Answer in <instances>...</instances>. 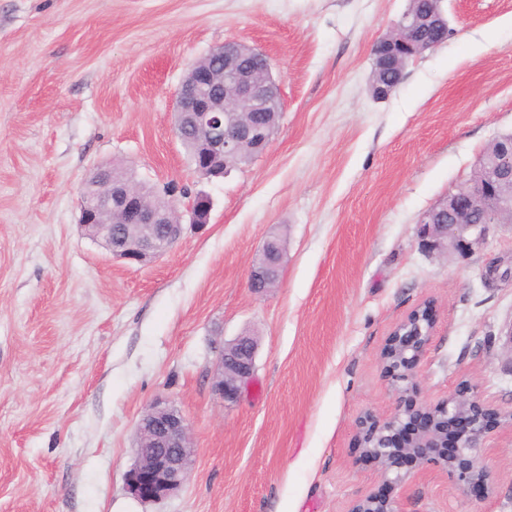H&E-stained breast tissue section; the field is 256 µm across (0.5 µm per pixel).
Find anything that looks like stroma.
<instances>
[{"label": "stroma", "mask_w": 512, "mask_h": 512, "mask_svg": "<svg viewBox=\"0 0 512 512\" xmlns=\"http://www.w3.org/2000/svg\"><path fill=\"white\" fill-rule=\"evenodd\" d=\"M408 0H0V512H348L380 488L357 419L389 417L381 354L398 322L437 318L415 381L460 383L512 412V226L464 259L422 250L424 212L512 132V0H444L447 39L384 101L372 47ZM239 40L282 80L269 149L224 178L190 167L171 111L186 68ZM212 201L151 265L112 259L79 226L98 166ZM286 240L275 288L248 286ZM258 341L237 403L211 390L221 345ZM162 399L190 421L173 495L127 490L135 433ZM483 498L409 469L401 512H512V427L488 436Z\"/></svg>", "instance_id": "1"}]
</instances>
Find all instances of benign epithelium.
I'll return each mask as SVG.
<instances>
[{
    "label": "benign epithelium",
    "instance_id": "benign-epithelium-1",
    "mask_svg": "<svg viewBox=\"0 0 512 512\" xmlns=\"http://www.w3.org/2000/svg\"><path fill=\"white\" fill-rule=\"evenodd\" d=\"M430 26L445 36L449 33L443 13L415 17L406 13L375 42L373 60L382 64L383 52L389 51L394 70L391 82L375 85L377 99L389 98L402 83L408 64L425 51L418 45L417 33ZM213 54L221 57L220 67L208 55L188 68L173 115L179 139L187 131L193 133L195 159L203 161L199 172L220 178L243 146L256 155L268 149L273 128L266 115L281 111V84L270 61L260 69L253 67L259 50L244 43L228 41ZM79 206L83 235L116 260L147 266L180 238L183 214H188L191 224H207L212 203L202 194L190 199L183 213L169 204L151 207L144 201L140 183L127 176L114 178L100 168L84 182ZM506 213L512 214L511 134L499 137L495 162L479 160L468 190L449 195L421 216V248L465 256L484 243L488 225L503 223ZM284 257L266 239L249 270V287L256 292L273 287ZM435 328V318L425 308L413 310L395 326L382 363L398 402L386 419L372 413L358 419L359 446L377 463L388 485L401 484L403 466L418 463L440 468L469 492L485 493L493 481L484 460L488 433L501 413L485 406L467 384L436 404L404 397ZM256 354L257 343L250 336H239L222 347L211 389L224 402L240 399L254 373ZM192 456L186 417L173 405L154 403L137 425L136 457L126 473L129 492L145 502L170 496L188 479ZM349 512L400 510L394 498L374 491L356 499Z\"/></svg>",
    "mask_w": 512,
    "mask_h": 512
}]
</instances>
